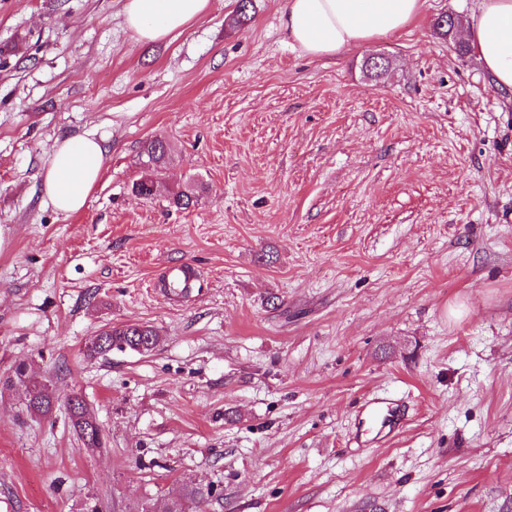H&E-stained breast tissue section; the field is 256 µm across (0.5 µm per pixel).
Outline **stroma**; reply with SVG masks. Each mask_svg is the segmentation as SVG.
Instances as JSON below:
<instances>
[{"instance_id": "1", "label": "stroma", "mask_w": 512, "mask_h": 512, "mask_svg": "<svg viewBox=\"0 0 512 512\" xmlns=\"http://www.w3.org/2000/svg\"><path fill=\"white\" fill-rule=\"evenodd\" d=\"M284 4L235 27L211 0L147 44L124 0H0V512H166L188 484L202 512H512V102L432 28L476 0L332 57L292 44ZM91 129L101 177L56 213L52 146ZM153 139L171 152L144 198ZM172 263L197 275L175 299ZM129 324L152 352L86 356ZM370 399L403 427L365 430ZM16 378L24 387L26 409L31 413L47 415L52 412L55 405L54 394L46 384L27 375L25 369L19 368L15 372ZM68 420L73 434L86 452L95 453L103 448L101 428L95 414L79 397H75V405L68 413Z\"/></svg>"}]
</instances>
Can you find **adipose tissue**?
Masks as SVG:
<instances>
[{"mask_svg":"<svg viewBox=\"0 0 512 512\" xmlns=\"http://www.w3.org/2000/svg\"><path fill=\"white\" fill-rule=\"evenodd\" d=\"M210 0H125L127 29L146 42L183 31ZM423 0H287L289 39L313 56H333L399 33L418 16ZM464 39L491 82L512 94V0H477L464 22ZM106 148L95 132L56 140L42 183L43 201L56 212H81L104 166Z\"/></svg>","mask_w":512,"mask_h":512,"instance_id":"obj_1","label":"adipose tissue"}]
</instances>
